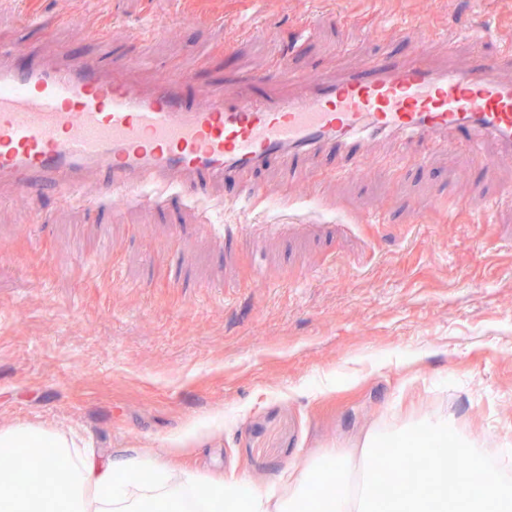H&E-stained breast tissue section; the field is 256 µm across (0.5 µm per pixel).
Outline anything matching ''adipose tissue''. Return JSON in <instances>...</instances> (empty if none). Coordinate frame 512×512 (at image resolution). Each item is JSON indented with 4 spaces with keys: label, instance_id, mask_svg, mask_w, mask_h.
<instances>
[{
    "label": "adipose tissue",
    "instance_id": "1",
    "mask_svg": "<svg viewBox=\"0 0 512 512\" xmlns=\"http://www.w3.org/2000/svg\"><path fill=\"white\" fill-rule=\"evenodd\" d=\"M388 444L398 457L432 462V494L398 495L394 512H512V473L482 478L488 461L482 442L441 410L374 425L353 453L293 469L279 490L267 492L176 470L146 454L112 460L75 433L35 424L4 427L0 458L24 451L40 461L44 482L30 491L19 475L0 470V512H384L374 461ZM452 452L465 468L449 470ZM319 484L330 493L316 494Z\"/></svg>",
    "mask_w": 512,
    "mask_h": 512
}]
</instances>
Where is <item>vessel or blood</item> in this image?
<instances>
[{"instance_id": "b4317fda", "label": "vessel or blood", "mask_w": 512, "mask_h": 512, "mask_svg": "<svg viewBox=\"0 0 512 512\" xmlns=\"http://www.w3.org/2000/svg\"><path fill=\"white\" fill-rule=\"evenodd\" d=\"M398 29L406 55L379 53L310 82L279 59L272 75L289 92L267 98L222 85L191 98L190 76L179 69L142 86L73 60L63 45H2L0 201L44 191L91 207L100 197L138 200L151 187L163 204L166 190L195 198L229 176L309 153L345 156L339 173L352 176L364 171L370 140L394 139L404 152L447 148L461 130L473 158L512 164V81L499 76L512 54L480 52L459 68L429 56L436 31L418 22Z\"/></svg>"}]
</instances>
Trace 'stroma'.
Masks as SVG:
<instances>
[{
  "label": "stroma",
  "instance_id": "stroma-1",
  "mask_svg": "<svg viewBox=\"0 0 512 512\" xmlns=\"http://www.w3.org/2000/svg\"><path fill=\"white\" fill-rule=\"evenodd\" d=\"M252 15L225 47L226 23ZM401 18L446 34L460 66L477 35L512 47V0H0V42L63 44L143 86L176 68L193 95L263 96L281 84L249 78L283 52L310 79L404 55ZM146 19L164 35L132 41ZM466 140L398 163L381 141L351 177L273 164L238 205L237 181L163 207L0 202V427L74 430L106 457L148 451L263 490L394 411L440 405L489 451L512 442V202L479 208L512 190V165L486 171ZM208 220L251 226L228 242ZM207 420L205 440L173 446Z\"/></svg>",
  "mask_w": 512,
  "mask_h": 512
}]
</instances>
